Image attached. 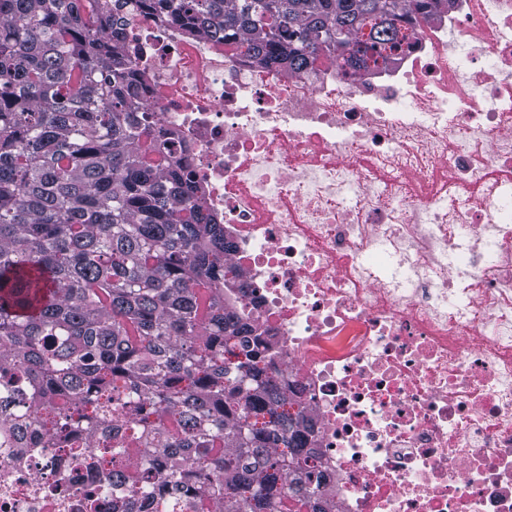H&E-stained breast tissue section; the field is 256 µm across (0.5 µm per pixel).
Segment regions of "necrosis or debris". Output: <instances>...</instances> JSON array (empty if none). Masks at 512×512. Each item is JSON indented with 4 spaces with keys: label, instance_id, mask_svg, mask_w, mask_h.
<instances>
[{
    "label": "necrosis or debris",
    "instance_id": "obj_1",
    "mask_svg": "<svg viewBox=\"0 0 512 512\" xmlns=\"http://www.w3.org/2000/svg\"><path fill=\"white\" fill-rule=\"evenodd\" d=\"M235 268L224 307L314 426L331 512H512V0H438L406 46L299 75L115 0ZM0 424V512L112 501Z\"/></svg>",
    "mask_w": 512,
    "mask_h": 512
}]
</instances>
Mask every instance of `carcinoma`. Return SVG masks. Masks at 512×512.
Segmentation results:
<instances>
[{"mask_svg": "<svg viewBox=\"0 0 512 512\" xmlns=\"http://www.w3.org/2000/svg\"><path fill=\"white\" fill-rule=\"evenodd\" d=\"M144 0L293 73L402 48L435 0ZM109 0H0V420L82 462L123 429L112 512H325L309 422L224 311V227L144 115ZM339 44L321 45V33Z\"/></svg>", "mask_w": 512, "mask_h": 512, "instance_id": "carcinoma-1", "label": "carcinoma"}]
</instances>
